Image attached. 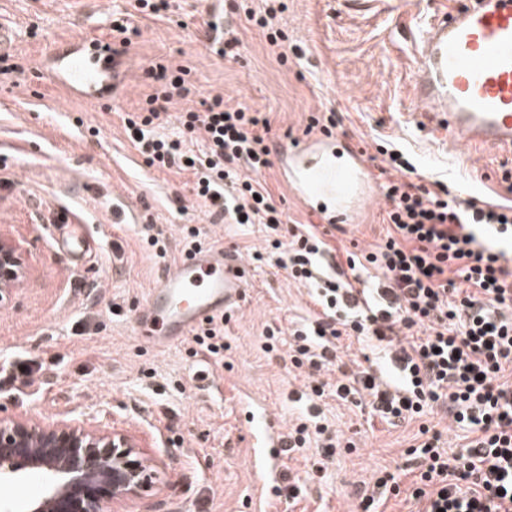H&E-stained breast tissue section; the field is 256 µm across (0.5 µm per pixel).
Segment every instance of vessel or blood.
Returning <instances> with one entry per match:
<instances>
[{
	"label": "vessel or blood",
	"instance_id": "vessel-or-blood-1",
	"mask_svg": "<svg viewBox=\"0 0 512 512\" xmlns=\"http://www.w3.org/2000/svg\"><path fill=\"white\" fill-rule=\"evenodd\" d=\"M413 90L420 127L476 150L512 152V0H448V9L420 31ZM108 43L87 38L55 51L63 86L98 100L116 78ZM283 181L305 209L329 225L362 223L378 191L365 153L349 141L314 134L279 149ZM70 252L84 232L57 215L52 226ZM249 270L233 253L206 249L170 265L141 310L135 334L161 349L194 328L236 309Z\"/></svg>",
	"mask_w": 512,
	"mask_h": 512
}]
</instances>
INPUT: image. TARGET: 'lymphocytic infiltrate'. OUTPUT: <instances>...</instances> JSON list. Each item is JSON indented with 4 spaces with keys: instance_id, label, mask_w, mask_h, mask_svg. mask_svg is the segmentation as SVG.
I'll return each mask as SVG.
<instances>
[{
    "instance_id": "f902f5d3",
    "label": "lymphocytic infiltrate",
    "mask_w": 512,
    "mask_h": 512,
    "mask_svg": "<svg viewBox=\"0 0 512 512\" xmlns=\"http://www.w3.org/2000/svg\"><path fill=\"white\" fill-rule=\"evenodd\" d=\"M148 72L152 92L124 117L148 166L190 172L193 194L212 213L265 225L269 250L252 262L273 261L311 288L319 312L292 329L289 362L321 371L336 364L337 340L355 337L382 353L396 378L384 386L372 368L342 369L313 394L345 403L366 396L382 421L418 422L423 440L407 450L418 469L409 494L417 512H512V258L491 244L512 239V205L407 180L414 166L394 148L397 176L382 185L386 234L372 251L339 258L317 225L284 226L261 182L272 154L266 113L203 99L180 113V136L165 135L171 102L195 92L191 69L159 60ZM195 135L205 142L197 152L186 147ZM242 165L249 178H239ZM434 406L466 432L459 453L448 454L423 423ZM314 443L355 448L325 424L300 422L288 434L289 451Z\"/></svg>"
}]
</instances>
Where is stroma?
Masks as SVG:
<instances>
[{"instance_id": "1", "label": "stroma", "mask_w": 512, "mask_h": 512, "mask_svg": "<svg viewBox=\"0 0 512 512\" xmlns=\"http://www.w3.org/2000/svg\"><path fill=\"white\" fill-rule=\"evenodd\" d=\"M282 2L268 28L257 23L266 0H222L213 17L207 0H169L163 18H134L140 33L122 56L112 95L89 102L53 81L51 49L77 37L108 38L128 0H0V24L17 34L9 62L19 68L0 73V232L20 243L30 265L0 306V368L31 361L44 384L36 398L0 390V417L75 419L137 440L156 478L125 512H357L358 493L376 471L409 467L406 451L418 431L328 396L319 403L323 417L355 440L356 451L314 449L326 461L319 473L301 452L255 467L259 423L288 433L309 410L301 394L334 381L336 370L311 375L266 353V326L292 328L316 307L308 286L275 265L251 263L266 246L263 225L210 223L191 174L149 167L134 146L124 115L152 91L150 61L190 65L197 98L220 96L266 113L277 143H297L311 117L332 112L336 136L364 150L373 175L387 166L379 148L392 143L410 154L416 183L439 180L465 198L512 202L501 180L512 153L430 141L415 123L413 49L439 0H371L362 10L351 0ZM249 9L256 21L247 20ZM273 27L288 37L287 63L268 42ZM227 31L242 44L238 59L212 47ZM386 208L378 199L369 223L328 229L326 241L340 252L370 249L385 234ZM58 213L88 226L86 255L58 247L49 228ZM190 221L248 262L251 276L241 307L224 323L225 364L205 379L199 357L189 354L193 341L157 352L134 334L148 291L182 255ZM149 235L164 238L166 258L146 249ZM270 482L302 485L305 494L296 502L276 497Z\"/></svg>"}]
</instances>
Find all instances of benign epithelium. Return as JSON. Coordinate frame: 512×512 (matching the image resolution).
<instances>
[{"label":"benign epithelium","mask_w":512,"mask_h":512,"mask_svg":"<svg viewBox=\"0 0 512 512\" xmlns=\"http://www.w3.org/2000/svg\"><path fill=\"white\" fill-rule=\"evenodd\" d=\"M19 245L0 233V304L27 278ZM47 474L48 487L23 512H105L148 488L155 471L124 434L89 428L79 421L43 423L0 418V483L23 472Z\"/></svg>","instance_id":"1"}]
</instances>
